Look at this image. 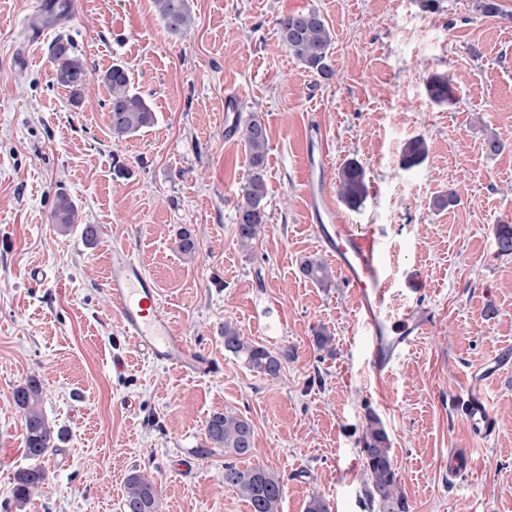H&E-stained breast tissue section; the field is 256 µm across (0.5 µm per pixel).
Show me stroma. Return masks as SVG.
Returning a JSON list of instances; mask_svg holds the SVG:
<instances>
[{"label": "stroma", "instance_id": "1", "mask_svg": "<svg viewBox=\"0 0 512 512\" xmlns=\"http://www.w3.org/2000/svg\"><path fill=\"white\" fill-rule=\"evenodd\" d=\"M498 2L488 17L477 0H189L194 27L174 35L152 0H68L46 16L37 0H0V512H121L136 467L157 480L161 512H251L224 484L223 449L197 454L206 419L227 410L253 425L249 464L283 479L279 512H305L315 491L330 512H379L361 452L372 414L389 432L409 512H512V363L485 387L495 434L472 438L463 413L472 370L512 352V255L494 239L496 225L512 224V0ZM308 9L334 34L329 80L278 38V18ZM60 34L89 69L125 66L153 124L113 137L95 79L72 105L53 81L49 46ZM435 74L450 78V101L428 97ZM230 94L269 137L267 221L247 250L236 204L249 162L243 136L224 134ZM314 119L331 142L328 179L350 160L365 169L363 207L339 206L336 217L378 236L392 312L418 286L434 313L382 377L340 275L322 286L300 271L305 258L330 259L303 194ZM491 134L499 153L484 148ZM416 136L428 156L402 169ZM60 191L97 226L96 240L53 224ZM445 195L453 204L436 208ZM184 230L195 255L174 247ZM123 247L157 277L161 314L216 360L215 373L155 365L124 336L105 287ZM228 322L290 352L279 378L225 351ZM319 329L330 349L316 347ZM31 376L64 438L20 509L13 478L30 462L13 392ZM452 448L473 451L465 480L448 476Z\"/></svg>", "mask_w": 512, "mask_h": 512}]
</instances>
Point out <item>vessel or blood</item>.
Returning <instances> with one entry per match:
<instances>
[{
  "label": "vessel or blood",
  "instance_id": "vessel-or-blood-1",
  "mask_svg": "<svg viewBox=\"0 0 512 512\" xmlns=\"http://www.w3.org/2000/svg\"><path fill=\"white\" fill-rule=\"evenodd\" d=\"M309 144L316 152L304 167L306 216L313 224L325 250L332 254L345 284L351 288L359 324L369 338L368 354L377 375H384L394 362L410 350L431 322L430 312L419 303L390 317L389 287L381 260L380 241L374 233L336 221L335 197L326 183L330 148L320 128H311ZM107 292L125 334L153 363L179 368L189 375L213 373L215 363L206 354L191 349L159 312L160 296L155 278L127 249L112 253L106 279ZM512 356L499 354L472 372L473 380L491 382L498 378ZM467 426L471 436L486 439L496 431L490 399L485 391L468 395ZM474 467L471 449H456L448 462V475L470 474Z\"/></svg>",
  "mask_w": 512,
  "mask_h": 512
}]
</instances>
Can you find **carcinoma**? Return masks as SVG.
I'll list each match as a JSON object with an SVG mask.
<instances>
[{"mask_svg": "<svg viewBox=\"0 0 512 512\" xmlns=\"http://www.w3.org/2000/svg\"><path fill=\"white\" fill-rule=\"evenodd\" d=\"M159 17L171 34H181L193 24L189 0H154ZM280 42L286 52L317 76L329 79L333 70L328 63L333 35L318 11L309 9L287 14L277 21ZM55 64V81L66 89L73 104L80 102L89 73L86 64L75 55V44L69 37L58 36L50 46ZM101 82L109 94L110 127L112 135L123 138L137 133L154 122L149 103L131 90V76L121 64H114L101 74ZM427 93L434 102L448 100V77L433 75L427 80ZM243 136L249 155L250 169L240 183V202L237 205V236L240 245L249 249L260 236L266 224L265 169L268 138L260 118L251 115L245 121ZM428 155L425 139L414 137L403 148L401 165L410 169L424 162ZM337 195L349 209H359L367 195L368 186L363 167L350 160L339 168L336 177ZM76 205L68 195L56 196L52 221L66 231L78 223ZM495 244L501 255L512 254V224H498ZM301 272L309 279L326 285L329 269L320 261L305 258L300 262ZM224 350L241 358L253 371L276 378L280 375L288 351L272 354L262 345L244 339L231 324H224ZM43 386L39 378L31 376L16 388L14 401L25 426V455L34 465L19 471L15 477L13 497L17 507H24L33 490L46 480V472L39 461L57 448L62 433L51 424L41 409ZM205 435L210 444L198 453L207 457L214 448H222L235 459H246L252 454L253 427L242 415L232 412L212 414L205 424ZM362 454L370 489L369 502H378L383 512H409L405 498L400 494L396 467L388 432L376 416H368ZM224 484L232 487L251 506L252 512H278L285 492L281 477L263 465L239 467L234 462L224 463ZM123 512H160V494L155 480L134 469L126 477Z\"/></svg>", "mask_w": 512, "mask_h": 512, "instance_id": "1", "label": "carcinoma"}]
</instances>
